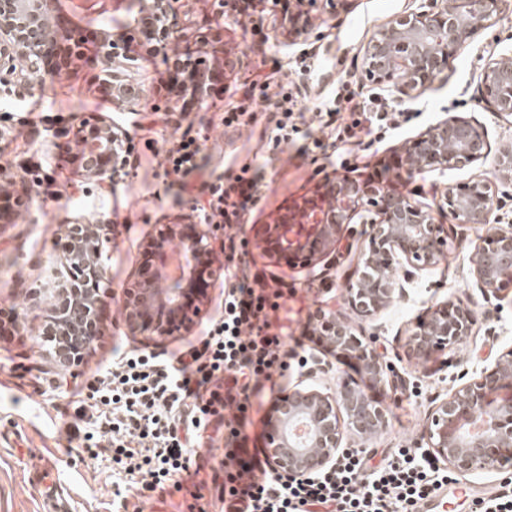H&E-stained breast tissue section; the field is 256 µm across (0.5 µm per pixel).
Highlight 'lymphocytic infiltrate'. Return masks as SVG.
Returning <instances> with one entry per match:
<instances>
[{"label":"lymphocytic infiltrate","mask_w":512,"mask_h":512,"mask_svg":"<svg viewBox=\"0 0 512 512\" xmlns=\"http://www.w3.org/2000/svg\"><path fill=\"white\" fill-rule=\"evenodd\" d=\"M270 113L273 144L296 145L306 155L323 140L289 107ZM346 101L339 110L338 101ZM341 144H360L362 134L398 129L401 115L371 98L358 99L341 86L320 115ZM261 176L251 164L217 177L208 187L205 223L221 224L224 236V313L205 328L199 345L177 356L146 351H116L110 366L73 390V439L89 459L108 443L115 474L159 494L182 491L185 478L204 468L194 450L211 422L223 424L224 472L221 512H417L419 502L455 480L421 448H398L379 466H368L361 450L344 449L333 466L300 478L284 479L263 448H248L251 393L288 373V327L280 313L288 300L287 283L270 285L265 273L243 263L246 238L234 234L242 216L259 199Z\"/></svg>","instance_id":"1"}]
</instances>
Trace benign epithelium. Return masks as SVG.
<instances>
[{
    "label": "benign epithelium",
    "instance_id": "7a95c632",
    "mask_svg": "<svg viewBox=\"0 0 512 512\" xmlns=\"http://www.w3.org/2000/svg\"><path fill=\"white\" fill-rule=\"evenodd\" d=\"M169 0H141L131 28L144 35L147 51L166 53L172 34ZM505 0H424L421 10H405L390 19L363 47L366 81L394 89L406 97L433 82L448 69L454 50L478 31L497 23ZM82 57L59 0H0V93L22 96L36 76L58 75ZM101 91L112 103L131 106L141 90L135 81V59L122 39L105 32L99 39ZM185 72L183 90L198 100L194 87L217 76L199 70V62L174 59ZM512 76V49L492 50L478 82L485 104L512 123V96L500 87ZM62 150L79 162L86 180L100 186L113 180L127 165L130 145L125 131L112 119L95 117L64 133ZM403 156L387 177L328 178L309 198L265 225L255 244L277 261L316 265L336 259V244L347 224H367V244L361 263L346 289L347 309L361 321H370L396 298L406 296L404 284L415 273L436 267L447 251L444 223L470 224L485 229L474 245L471 275L474 287L489 299L512 281V224L496 221L498 183L512 181V142L491 153L487 131L455 113L402 147ZM493 157L496 180L478 175L467 189L444 188L431 203L414 200L394 190L392 181L417 175L443 174L484 164ZM203 229L177 218L161 224L145 243L154 265L123 289L124 326L131 336L162 339L190 331L207 302V286L223 274L213 266L218 231ZM106 236L96 224L66 228V265L84 275L66 283L48 282L54 298V324L47 332L49 354L68 369L80 364L100 335L99 289L86 287L104 278ZM179 246V269L168 274V245ZM324 345L353 361L360 374L378 391L392 396L406 392L398 375L377 345L346 315H319ZM477 324L474 311L461 302H434L420 314L405 338L408 355L425 362L437 351H451L466 342ZM484 365L465 382L436 398L421 431L433 459L457 474L494 471L512 456V398L494 405L488 396L512 385V347ZM387 410L378 395L350 385L342 378L335 386L301 383L278 398L267 423V453L274 469L292 478L332 466L348 437L366 440L383 433Z\"/></svg>",
    "mask_w": 512,
    "mask_h": 512
}]
</instances>
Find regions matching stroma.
Instances as JSON below:
<instances>
[{"mask_svg":"<svg viewBox=\"0 0 512 512\" xmlns=\"http://www.w3.org/2000/svg\"><path fill=\"white\" fill-rule=\"evenodd\" d=\"M60 0L76 38L83 42L84 57L66 73L35 80L22 97L0 94V169L15 173L23 190V208L0 227V319L8 323L0 333V512H49L48 497L59 492L66 512H113L117 486L109 461L85 460L80 448L68 440L72 420L68 396L87 372L109 362L116 346L175 353L196 342L207 321L224 310V281L208 288L209 302L202 321L190 332H177L153 343L129 336L123 324V286L134 277L143 261V245L157 225L174 222L183 215H198L209 199L208 186L217 176L238 171L249 163L263 174L261 198L245 215L240 234L249 239L246 261L266 275L288 282L296 294L287 301L290 337L288 347L298 356H316L330 362L334 372L352 385L364 386L347 363L335 359L318 336L303 335L310 317L339 312L346 287L365 244L364 225L343 228L333 265L313 267L275 263L253 246L255 232L273 223L284 208L310 195L325 177L334 174L367 175L404 140L454 112L476 119L488 131L491 146L512 142V124L491 112L477 93L478 77L490 45L496 40L512 42V5H506L498 22L478 32L460 46L446 75L429 88L405 97L363 76L359 54L378 27L411 5L412 0H306L310 26L305 35L271 29L280 16L272 0H256L244 9L242 0H171L176 34L167 51L191 54L210 63L212 58L232 53L237 64L225 71L201 103L183 106L164 82L169 67L162 56L145 52L137 42L128 51L137 65L136 78L142 96L135 106L119 107L101 93L95 81L99 70L97 43L100 24L118 26L130 16L127 0ZM268 36L261 45L253 26ZM260 34V35H261ZM316 55L318 64L298 70L295 58ZM269 81L268 100L256 107L257 120L238 129L225 128L221 117L237 104L245 87L255 79ZM356 82L359 91L385 99L405 113L398 133L365 138L345 155L340 143L325 138L324 147L306 156L295 147L271 148L264 130L267 113L276 111L278 90L293 85L298 105L305 114L316 112L323 100L332 98L343 83ZM104 114L128 131L131 152L126 168L111 184L100 187L84 182L75 163L56 148L61 132L81 121ZM198 137L205 162L188 176V192L170 187L164 175V158L183 133ZM113 226L105 246L108 286L103 300V334L89 349L83 362L60 371L45 353L43 332L52 316L53 301L40 288L63 269L61 235L74 220ZM480 235L477 227H448V252L434 269L418 274L407 284V297L395 299L367 332L378 336L399 375L409 382L401 397L385 396L388 426L378 437L356 441L366 457L380 460L396 448L419 442L420 432L436 398L458 383L464 371L480 366V359L512 346V284L499 299L484 301L473 285L470 263ZM450 299L468 304L475 312V334L455 351L434 354L427 366L410 361L404 339L418 315L433 302ZM300 369L288 372L286 380L265 384L251 396L246 427L248 445H265L267 421L282 391L300 379ZM224 437L215 434L197 453L208 462L200 479L206 485L202 499L188 491L167 496L156 493L127 494V512H188L196 503L206 512H220L223 484L221 460Z\"/></svg>","mask_w":512,"mask_h":512,"instance_id":"1","label":"stroma"}]
</instances>
